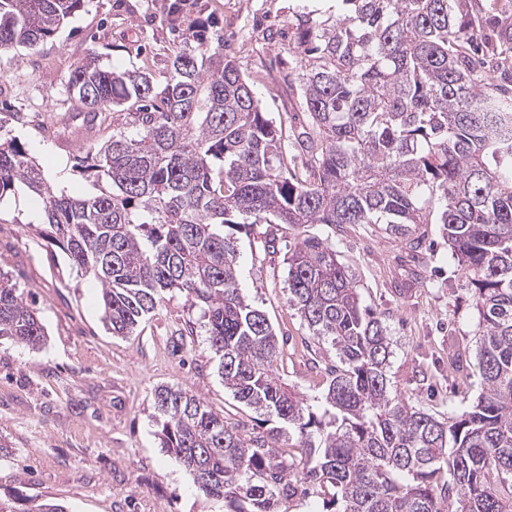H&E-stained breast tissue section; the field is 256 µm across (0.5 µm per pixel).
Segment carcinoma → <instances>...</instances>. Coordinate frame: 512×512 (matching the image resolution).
<instances>
[{"instance_id":"1","label":"carcinoma","mask_w":512,"mask_h":512,"mask_svg":"<svg viewBox=\"0 0 512 512\" xmlns=\"http://www.w3.org/2000/svg\"><path fill=\"white\" fill-rule=\"evenodd\" d=\"M88 0H0V53L34 50ZM486 0H336V15L298 29L293 82L309 124L291 146L267 117L224 35L199 29L150 72L95 57L66 83L89 123L132 101L133 134L88 145L53 181L0 117V203L31 193L48 234L101 285L103 320L134 333L167 296L201 312L224 389L256 426L178 387L154 390L161 447L224 512H280L309 488L323 512H512V27L482 50ZM279 224H384L407 240L441 224L479 313L475 405L439 418L393 391L388 330L362 305L329 240L288 250V292L313 339L335 350L321 407L281 382L279 338L243 293L237 234ZM45 330L0 276V339L37 347ZM297 435L304 454L282 441ZM0 512H66L47 500H0Z\"/></svg>"}]
</instances>
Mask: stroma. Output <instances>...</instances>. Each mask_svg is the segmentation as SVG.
<instances>
[{
	"mask_svg": "<svg viewBox=\"0 0 512 512\" xmlns=\"http://www.w3.org/2000/svg\"><path fill=\"white\" fill-rule=\"evenodd\" d=\"M334 8L333 0H89L54 39L0 56V112L27 113L17 136L46 174L85 192L90 182L70 173L89 142L82 109L66 92L77 60L93 56L115 71L143 69L161 83L182 33L203 25L223 34L263 111L286 128L303 115L288 83L299 61L295 33L305 13ZM42 221L29 194L0 205V273L16 283L47 331L35 348L0 342V444L9 452L0 459V496L48 500L67 512H224L155 434L153 393L160 385L254 422L218 376L198 309L176 294L136 335L112 336L101 320L98 283L47 242ZM314 235L332 239L362 303L387 325L394 391L440 416L468 408L481 391L478 313L438 224L429 225L415 256L366 224H283L271 252L258 234L240 235L244 293L284 339L282 382L321 396L336 362L289 301L288 248Z\"/></svg>",
	"mask_w": 512,
	"mask_h": 512,
	"instance_id": "stroma-1",
	"label": "stroma"
}]
</instances>
